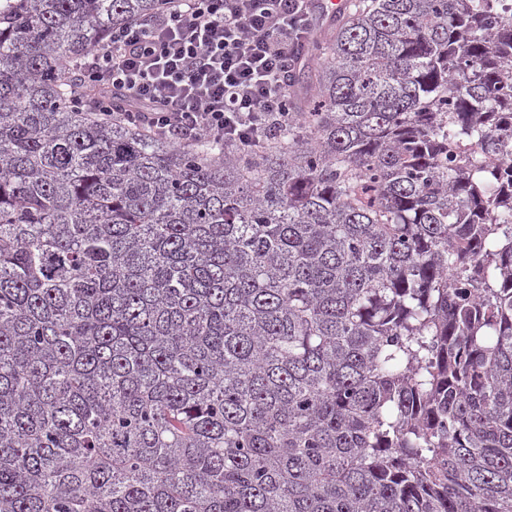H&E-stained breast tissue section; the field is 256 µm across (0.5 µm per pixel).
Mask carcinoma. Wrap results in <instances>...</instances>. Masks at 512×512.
<instances>
[{
  "mask_svg": "<svg viewBox=\"0 0 512 512\" xmlns=\"http://www.w3.org/2000/svg\"><path fill=\"white\" fill-rule=\"evenodd\" d=\"M158 6L0 0V512H512V14L347 0L180 147L64 66Z\"/></svg>",
  "mask_w": 512,
  "mask_h": 512,
  "instance_id": "cac0c4a2",
  "label": "carcinoma"
}]
</instances>
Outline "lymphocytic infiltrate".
Returning <instances> with one entry per match:
<instances>
[{
	"mask_svg": "<svg viewBox=\"0 0 512 512\" xmlns=\"http://www.w3.org/2000/svg\"><path fill=\"white\" fill-rule=\"evenodd\" d=\"M311 0H163L152 16L112 31L78 66L99 91L98 114L173 143L262 140L288 117L291 44L306 35Z\"/></svg>",
	"mask_w": 512,
	"mask_h": 512,
	"instance_id": "1",
	"label": "lymphocytic infiltrate"
}]
</instances>
